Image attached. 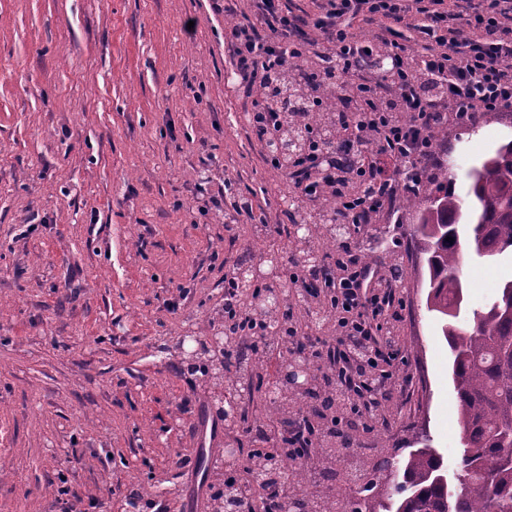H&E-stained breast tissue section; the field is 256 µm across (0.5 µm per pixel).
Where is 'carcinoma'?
<instances>
[{
	"label": "carcinoma",
	"mask_w": 512,
	"mask_h": 512,
	"mask_svg": "<svg viewBox=\"0 0 512 512\" xmlns=\"http://www.w3.org/2000/svg\"><path fill=\"white\" fill-rule=\"evenodd\" d=\"M313 65L303 68L288 63L271 81L270 104L281 113L280 141L283 150L272 149L267 156L283 170L306 152L309 132L298 125L297 111L310 106ZM314 121L328 138L336 137L335 119L331 112H317ZM464 194L456 193L455 182L448 169L441 168L424 179L422 198L406 199V207L415 211L416 249L427 255L428 292L426 308L442 321V331L451 355V378L457 396L458 422L461 427V449L446 463L429 438L421 435L419 444L399 461L384 456L379 466L393 475V498L383 505L369 494L371 485L352 488L354 469L340 459V448L354 442L357 427L346 422L348 432L341 439L327 437L314 449L329 464L323 472L325 486L307 483L292 466L283 469L288 453L278 454L285 440L282 430L268 423L270 418L288 417L294 412L306 419L333 411L347 413L346 404L332 396L329 377L316 368L314 356L307 349L288 348V308L298 302L304 306L309 320L325 324L331 314L313 293L285 299L276 307L267 306L268 294L284 287L283 251H262L259 263L268 271H277L270 280L257 271L253 260L245 258L234 268L230 300L224 305V347L210 350L187 365L191 374H209L210 363L226 364V356L236 353L239 373L224 371V397L238 401L243 393L268 388L273 399L265 402V417L251 420L254 442H273V449L247 456L249 469L259 472L268 488L283 487L268 512H284L286 501L295 505L293 512H311L313 502L322 503L321 512H512V462L489 472L483 470L487 459L512 456V353L500 350L512 346V288L500 287L498 295L471 312L472 330L459 326L464 313L466 285L459 276V242L465 235L472 254L485 261L512 255V141L500 144L480 165L466 174ZM288 228L291 250L301 254L308 268L317 273L322 249L351 236L348 224L336 223V203L330 198L309 208L297 207L291 212ZM306 226L300 231L298 225ZM243 309L262 335L267 328L276 329L274 340L281 350L254 352L248 360L239 350L243 324L233 313ZM303 359L310 364L312 375L306 388L294 385L292 363ZM244 485L224 480L225 493L217 495L227 501V509L238 512L237 504Z\"/></svg>",
	"instance_id": "carcinoma-1"
}]
</instances>
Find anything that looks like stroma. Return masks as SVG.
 I'll return each mask as SVG.
<instances>
[{"mask_svg": "<svg viewBox=\"0 0 512 512\" xmlns=\"http://www.w3.org/2000/svg\"><path fill=\"white\" fill-rule=\"evenodd\" d=\"M229 42L213 0H0V512H126L130 492L157 512H211L219 458L197 434L212 398L182 339L209 336L225 272L244 251L287 249L290 222ZM474 126L436 138L460 187L512 139V111ZM241 195L275 232L255 239ZM415 223L399 201L356 239L404 271L410 375L390 384L379 434L402 457L416 428L441 454L459 448ZM461 274L475 309L512 260L466 251Z\"/></svg>", "mask_w": 512, "mask_h": 512, "instance_id": "stroma-1", "label": "stroma"}]
</instances>
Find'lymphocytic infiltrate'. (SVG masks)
Masks as SVG:
<instances>
[{"instance_id":"lymphocytic-infiltrate-1","label":"lymphocytic infiltrate","mask_w":512,"mask_h":512,"mask_svg":"<svg viewBox=\"0 0 512 512\" xmlns=\"http://www.w3.org/2000/svg\"><path fill=\"white\" fill-rule=\"evenodd\" d=\"M257 7L267 33L241 20L231 28L234 67L247 95L269 93L271 75L287 60L319 59L314 101L301 121L313 127L314 112L323 109L336 117L335 139L312 135L293 168L300 197H330L374 220L397 195L418 194L437 129L512 109V0H317L310 18L284 13L279 0H257ZM378 18L417 27L416 48L384 34L373 42L353 36L354 23ZM379 42L395 61L387 84L369 67ZM328 155L337 169L314 178L312 169ZM403 157L418 174L398 182L388 167ZM321 273L332 321L310 333L295 328L293 339L316 353L334 393L359 420L386 425L368 380L388 387L397 370L400 345L383 324L401 317L398 272L365 260L345 240L324 250Z\"/></svg>"}]
</instances>
